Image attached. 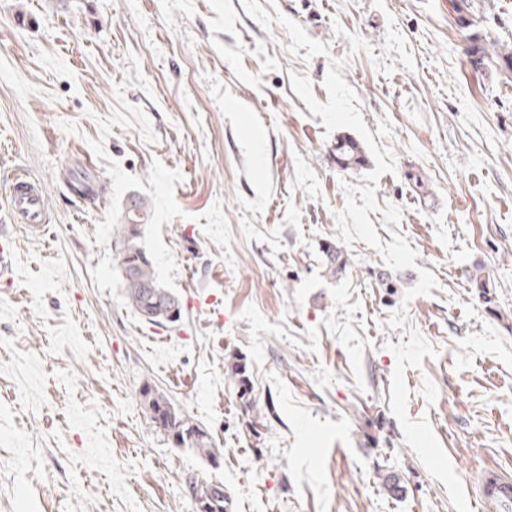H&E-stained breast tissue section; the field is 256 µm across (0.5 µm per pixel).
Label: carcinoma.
Listing matches in <instances>:
<instances>
[{
    "label": "carcinoma",
    "instance_id": "1",
    "mask_svg": "<svg viewBox=\"0 0 512 512\" xmlns=\"http://www.w3.org/2000/svg\"><path fill=\"white\" fill-rule=\"evenodd\" d=\"M469 61L476 67L485 64L486 59L494 57L502 71L512 73V52L490 54L485 43L477 40L468 49ZM336 165L348 169L364 161L363 152L351 139L336 141ZM144 225L130 224L124 218L114 225L112 239L115 249V261L125 283L128 304L145 322L165 327L175 323L169 318L174 310L181 314L182 302L158 279L152 259L143 245ZM327 257L326 269L334 274L348 258L343 251L328 244L324 247ZM150 420L156 427L168 432L176 438V445L191 449L204 461H216L222 456V449L216 447L210 433L199 436L202 427L183 417L172 405L169 397L146 383L140 390ZM189 493L192 496L197 512H224V485L213 481L201 480L191 475L187 477Z\"/></svg>",
    "mask_w": 512,
    "mask_h": 512
}]
</instances>
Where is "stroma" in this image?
Segmentation results:
<instances>
[{"mask_svg": "<svg viewBox=\"0 0 512 512\" xmlns=\"http://www.w3.org/2000/svg\"><path fill=\"white\" fill-rule=\"evenodd\" d=\"M277 0L330 55L396 171L376 200L402 209L414 267L356 241L329 274L342 170L294 92L327 102L328 57L288 53L241 0H0V512H196L185 478L221 482L227 512H455L390 409L406 306L436 357L406 372L464 486L512 469V77L473 71V38L512 47V0ZM395 65L385 76L371 56ZM45 191L49 222L9 224L7 178ZM420 175L427 196L408 175ZM150 204L143 243L182 319L127 304L112 226L127 195ZM431 295L404 302L419 269ZM481 274L485 289L474 288ZM246 365L247 387L227 372ZM209 431L219 464L151 423L143 383ZM13 241L2 229L0 234V280L13 283Z\"/></svg>", "mask_w": 512, "mask_h": 512, "instance_id": "obj_1", "label": "stroma"}]
</instances>
